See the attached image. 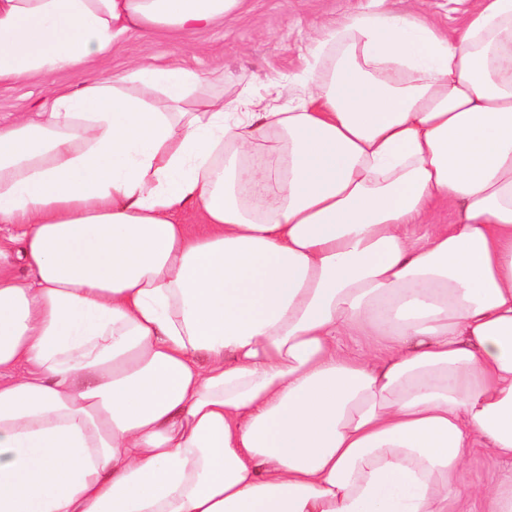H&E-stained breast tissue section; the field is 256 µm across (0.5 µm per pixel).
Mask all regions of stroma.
Returning <instances> with one entry per match:
<instances>
[{"instance_id": "obj_1", "label": "stroma", "mask_w": 512, "mask_h": 512, "mask_svg": "<svg viewBox=\"0 0 512 512\" xmlns=\"http://www.w3.org/2000/svg\"><path fill=\"white\" fill-rule=\"evenodd\" d=\"M368 0H247L245 10L224 24L183 37L166 33L131 35L93 64L63 69L50 80L0 84V120L7 122L46 104L59 88L76 89L100 72H119L144 58L179 61L204 73L214 93L260 98L276 82L302 74L309 45L324 24L365 7ZM472 0H393L402 13L429 16L441 25L460 24Z\"/></svg>"}]
</instances>
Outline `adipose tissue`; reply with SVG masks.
Listing matches in <instances>:
<instances>
[{"label":"adipose tissue","mask_w":512,"mask_h":512,"mask_svg":"<svg viewBox=\"0 0 512 512\" xmlns=\"http://www.w3.org/2000/svg\"><path fill=\"white\" fill-rule=\"evenodd\" d=\"M243 2L0 0V83ZM307 52L284 104L144 61L0 127V512H512L463 485L512 461V0ZM509 468L510 465L504 463L493 465L482 449L476 448L466 464L464 480L473 487L491 485L499 479L501 472Z\"/></svg>","instance_id":"adipose-tissue-1"}]
</instances>
